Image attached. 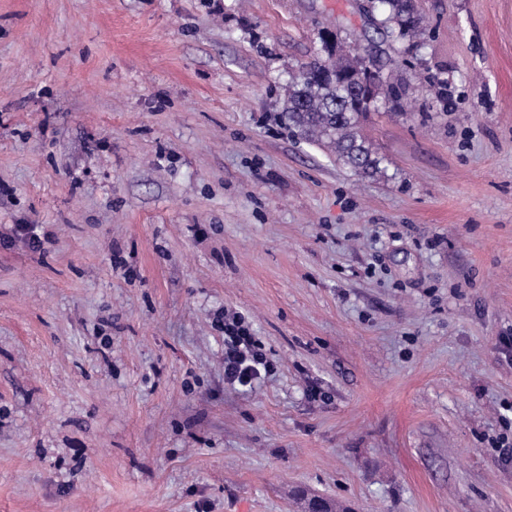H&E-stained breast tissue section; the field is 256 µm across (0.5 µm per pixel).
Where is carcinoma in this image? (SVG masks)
Masks as SVG:
<instances>
[{
  "mask_svg": "<svg viewBox=\"0 0 512 512\" xmlns=\"http://www.w3.org/2000/svg\"><path fill=\"white\" fill-rule=\"evenodd\" d=\"M381 24L399 40L424 35L415 16L416 0H381ZM362 62L345 52L340 41H321V53L288 81L282 115L302 139L324 145L356 174L372 176L381 171V158L360 133L365 113L353 91L352 77Z\"/></svg>",
  "mask_w": 512,
  "mask_h": 512,
  "instance_id": "obj_1",
  "label": "carcinoma"
}]
</instances>
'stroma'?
Returning <instances> with one entry per match:
<instances>
[{
	"mask_svg": "<svg viewBox=\"0 0 512 512\" xmlns=\"http://www.w3.org/2000/svg\"><path fill=\"white\" fill-rule=\"evenodd\" d=\"M358 3L0 0V512H512V0ZM324 30L382 174L281 120ZM383 5L381 24L387 33L398 40L420 39L425 31L421 19L412 16L416 12V0H381ZM269 371L268 361L249 324L238 313H224V381L252 387Z\"/></svg>",
	"mask_w": 512,
	"mask_h": 512,
	"instance_id": "obj_1",
	"label": "stroma"
}]
</instances>
